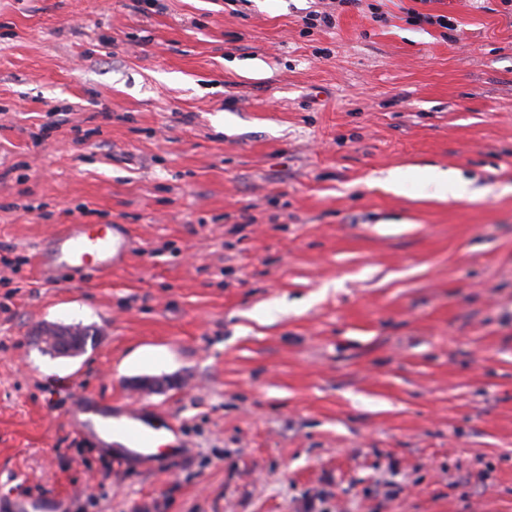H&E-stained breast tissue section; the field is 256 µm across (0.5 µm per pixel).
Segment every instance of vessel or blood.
I'll list each match as a JSON object with an SVG mask.
<instances>
[{"mask_svg": "<svg viewBox=\"0 0 512 512\" xmlns=\"http://www.w3.org/2000/svg\"><path fill=\"white\" fill-rule=\"evenodd\" d=\"M128 252L127 241L111 225L67 224L43 253L42 266L47 271L63 267L77 275L105 273ZM72 422L88 438H110L112 449L122 458H175L184 446L175 425L157 413L127 406L116 410L80 394L74 398Z\"/></svg>", "mask_w": 512, "mask_h": 512, "instance_id": "1", "label": "vessel or blood"}]
</instances>
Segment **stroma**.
<instances>
[{"label":"stroma","instance_id":"obj_1","mask_svg":"<svg viewBox=\"0 0 512 512\" xmlns=\"http://www.w3.org/2000/svg\"><path fill=\"white\" fill-rule=\"evenodd\" d=\"M329 2L0 0V512H512V13ZM63 224L132 251L44 272ZM63 377L187 453L116 463ZM400 8L406 14V21L417 24L437 25L449 31H453L456 28L454 21L448 15L423 13L413 6ZM427 178L440 191L454 198L462 197L466 192V184L446 172L432 170L427 174Z\"/></svg>","mask_w":512,"mask_h":512}]
</instances>
